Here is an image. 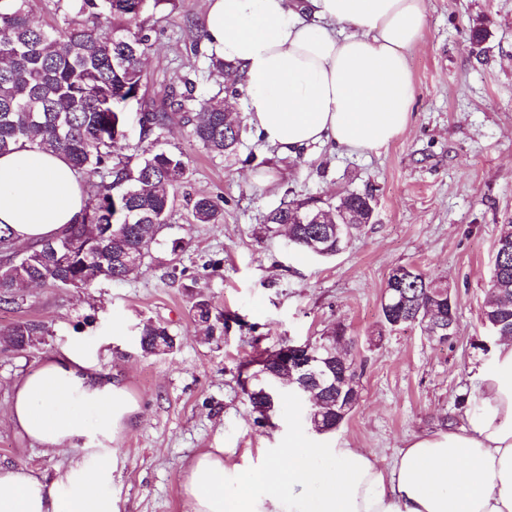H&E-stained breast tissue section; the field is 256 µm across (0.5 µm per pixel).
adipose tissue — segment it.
<instances>
[{"mask_svg":"<svg viewBox=\"0 0 512 512\" xmlns=\"http://www.w3.org/2000/svg\"><path fill=\"white\" fill-rule=\"evenodd\" d=\"M425 19L426 0H207L202 30L209 51L237 66L247 120L267 144L355 153L406 130L408 53ZM83 207L80 177L62 155L26 145L0 155V226L18 243L59 235ZM481 378L464 427L415 435L388 470L322 437L232 474L223 449L204 450L184 470L183 512H512V340L497 345ZM139 411L86 344L47 356L14 384L9 419L44 451L76 457L50 482L0 465V512H116L112 443Z\"/></svg>","mask_w":512,"mask_h":512,"instance_id":"obj_1","label":"adipose tissue"}]
</instances>
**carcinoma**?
I'll return each mask as SVG.
<instances>
[{
    "label": "carcinoma",
    "instance_id": "carcinoma-1",
    "mask_svg": "<svg viewBox=\"0 0 512 512\" xmlns=\"http://www.w3.org/2000/svg\"><path fill=\"white\" fill-rule=\"evenodd\" d=\"M36 0H0V154L19 143L63 155L81 174L85 196L81 220L67 225L56 237L26 247L9 228H0V303L19 306L23 289L39 284L54 288H91L99 279L127 277L123 258L144 265L160 228L169 220L174 191L187 176L189 160L169 142L177 128L203 149L234 154L246 131L239 114L227 117L224 104L203 100L190 108L194 83H172L161 103L147 96L141 58L152 46L154 16L174 13L176 0H55L62 24L45 27L33 21ZM107 24L111 34L99 32ZM136 111L130 112V105ZM132 153L115 151L129 142ZM373 219L372 195L347 193L335 204L315 200L281 203L265 217L266 230L289 226V240L301 252L333 257L345 249L363 224H338L336 211ZM222 214L219 202L198 198L193 219L214 224ZM403 285L408 303L399 324L381 315L382 327L423 330L434 323L428 316L431 295L448 287L438 278L410 267ZM192 309L210 340L224 312L201 296ZM481 321L490 337L512 336V248L495 246L489 296ZM42 327L17 322L0 330V344L21 351L40 340ZM145 356L173 349L175 338L166 326L147 320L138 327ZM346 339L338 326L308 344L321 359L320 385L309 374L287 368L276 352L242 362L237 380L257 422L265 424L288 398L312 402L306 420L317 433L338 429L354 407L336 404L333 385L336 340Z\"/></svg>",
    "mask_w": 512,
    "mask_h": 512
}]
</instances>
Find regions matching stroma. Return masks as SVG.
Returning a JSON list of instances; mask_svg holds the SVG:
<instances>
[{"label": "stroma", "mask_w": 512, "mask_h": 512, "mask_svg": "<svg viewBox=\"0 0 512 512\" xmlns=\"http://www.w3.org/2000/svg\"><path fill=\"white\" fill-rule=\"evenodd\" d=\"M426 4L422 39L409 53L415 96L404 134L376 150L348 154L326 144L294 156L253 128L231 156L174 136L190 170L145 267L87 290L32 288L23 304L0 307V329L21 321L44 328L25 351L0 349V464L52 479L72 461V452L32 444L6 412L14 383L76 338L140 405L116 440L110 491L118 512H182L183 467L202 449H223L227 465L249 467L260 449L313 437L289 402L271 424H257L237 366L257 350L312 341L340 323L364 370L358 406L331 434L338 447L371 450L388 469L409 439L455 413L457 398L475 405L479 374L493 360L477 343L487 334L481 310L495 240L512 222V0ZM206 7L207 0H180L159 20L143 58L149 89L187 75L196 96L245 113L244 93L209 74L210 52L190 29ZM478 22L487 38L476 46L469 29ZM349 192L372 194L374 218L334 258L303 254L285 232L265 230L266 214L285 197L329 203ZM201 194L219 201L220 223H195ZM400 265L442 278L456 296L457 334L448 344L417 327L382 331L381 294ZM200 294L234 317L220 341L201 339L191 310ZM145 319L168 327L172 352L140 355L134 327Z\"/></svg>", "instance_id": "stroma-1"}]
</instances>
